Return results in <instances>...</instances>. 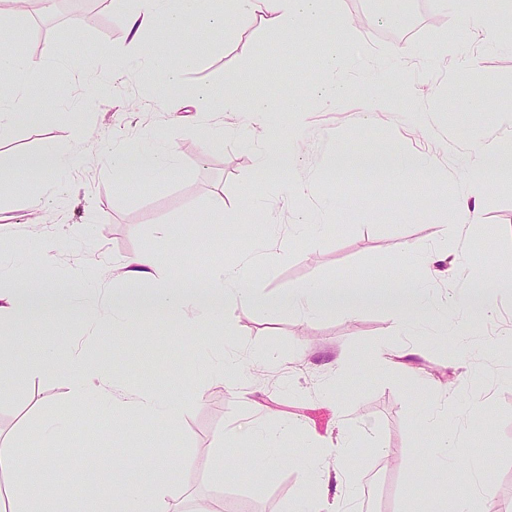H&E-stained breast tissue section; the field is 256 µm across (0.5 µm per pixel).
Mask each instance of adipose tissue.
<instances>
[{"mask_svg":"<svg viewBox=\"0 0 512 512\" xmlns=\"http://www.w3.org/2000/svg\"><path fill=\"white\" fill-rule=\"evenodd\" d=\"M137 7L127 16L130 41L121 46H106L98 62L107 73H118L119 62L130 51H137L146 64L149 78L161 82L168 90L180 85V69L168 67L171 56L181 59L180 68L195 64L194 53L183 42V20L192 15L209 26H223L226 20H234L247 27L256 22L288 20L298 25L306 21L326 17L329 0H136ZM164 22L161 40L146 43L143 31L154 21ZM37 64L20 53L9 49L0 51V78L14 79L15 85L9 96L0 97V138L9 135L15 117L36 113L40 105L34 100L21 75L36 70ZM200 125L207 138H221L224 126L217 117L223 112H236L241 99L232 86L224 89L203 88L198 90ZM142 158L137 166H130L127 152L118 150L112 154L113 178L121 185L130 186L136 176L168 173L173 171L176 159L168 148L147 145L140 149ZM254 260L247 257L234 265L211 267L204 281L184 279L176 270L161 269L153 251L146 250L129 258L124 264V276L130 281H149L153 287L137 300L112 296L101 298L97 307L86 308L88 330L95 331L105 316L116 320H135L142 316H156L181 320L197 340H205L217 321L226 317L229 309L247 308L255 301L251 271ZM361 292L356 288L326 287L308 284L283 292L273 301L277 311H295L305 308L322 312L337 307L344 312L355 308ZM50 297L52 304L46 315L66 317L73 312L76 300L68 290L49 284H41L30 278L14 277L10 289H0V332L10 329L16 315L31 306L34 298ZM375 298L387 299L393 310L396 330H403L415 317L425 316L430 309L429 296L422 288L379 289ZM70 361L74 371L69 378L73 401L99 402L110 419L123 423L129 411L150 417L164 413L169 420H177L189 407V401L163 402L150 394L130 396L120 391L109 368L94 363L87 357L83 346L72 345ZM174 465L168 460L147 463L149 486L115 478L111 470L98 473V480L112 488V512H170L169 501L173 496ZM0 473L9 474L14 483L7 489L11 504L10 512H46V505L53 496L49 485L38 483L31 470L24 465L15 445L0 440Z\"/></svg>","mask_w":512,"mask_h":512,"instance_id":"ef3b65f1","label":"adipose tissue"}]
</instances>
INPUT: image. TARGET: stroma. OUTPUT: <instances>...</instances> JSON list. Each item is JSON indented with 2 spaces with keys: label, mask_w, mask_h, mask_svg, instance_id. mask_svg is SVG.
<instances>
[{
  "label": "stroma",
  "mask_w": 512,
  "mask_h": 512,
  "mask_svg": "<svg viewBox=\"0 0 512 512\" xmlns=\"http://www.w3.org/2000/svg\"><path fill=\"white\" fill-rule=\"evenodd\" d=\"M133 7L134 0H85L77 11L57 0L48 12L35 0L17 26L0 32V47L52 67L48 79L31 86L46 112L17 117L11 135L0 140V165L20 166L51 145L75 154L70 167L43 179L31 194L0 196V268L23 262L85 299L95 285L78 279L77 268L103 270L107 288L133 292L120 278L121 266L162 234L168 244L157 252L159 265L180 266L195 281L242 253L285 247L284 259L253 269L262 301L311 282L407 288L418 283L424 261L438 254L441 275L430 292L436 303L457 302L459 320L474 330L459 338L425 318L398 333L390 310L368 300L350 315L338 309L314 317L280 314L261 303L237 308L228 315L231 337L201 348L175 319L110 323L89 348L126 390L201 398L177 423L160 419L142 432L103 425L97 404L71 402L67 346L85 328L75 318L42 319L37 330H17L14 345L0 348L1 359L19 364L37 358L46 343L60 347L54 367L0 403V436L21 448L39 482L54 485L53 508L76 497L107 507L110 491L92 476L100 466L121 463L120 477L143 482L140 461L178 463L187 456L191 465L176 469V512L201 505L301 512L310 490L300 480V461L311 445L337 443L344 430L355 443L347 466L350 492L359 502L373 487L371 512H408L420 502V486L441 512H483L469 493L476 460L487 467L495 503L512 512V352L498 349L512 337V263L502 260L512 253V183L489 177L479 223L459 231L453 228L458 200L448 194L452 186L467 191L479 147L496 150L498 163L512 164V129L498 123L499 112L512 109V42L497 36L488 0L481 4L486 32L476 37L460 32L452 0H401L396 36L373 22L385 0H333L335 15L354 25L369 52L337 72L347 91L333 107L319 94L315 56H308L307 68L293 64L298 30L259 22L241 31L232 21L214 30L185 18L197 62L182 73L181 96L231 84L245 103H268L276 121L260 128L247 112L226 114L224 122L237 133L220 141L206 139L193 106L161 108L162 88L141 77L137 55L126 59L117 80L96 68L102 46L128 42ZM402 41L415 46L416 57L390 60L389 48ZM471 58L477 62L472 71L463 65ZM102 82L108 85L104 97L89 101L90 88ZM375 95L395 98L394 109L374 110ZM299 103L306 116L298 127L293 110ZM148 138L173 146L175 171L156 174L145 188L120 186L112 176L113 151L136 154ZM263 148L286 154L287 163L257 173ZM401 155L436 159L437 177L426 193L416 188L421 172L389 168ZM444 224L450 230L443 237ZM46 239L55 243L48 258L41 254ZM482 270L501 282L490 289L485 313L467 305ZM460 344L469 351L462 363L448 352ZM411 346L416 354L406 355ZM229 350L244 358L272 350L279 359L231 379L217 368ZM345 365L349 373L340 374ZM450 387L462 409L449 416L447 430L460 442L462 459L439 470L422 454L439 433L416 435L413 424ZM50 412L65 422L52 441L43 434ZM285 419L294 427L280 438L284 462L247 466L261 453L247 427L279 432ZM47 456L60 468L45 467ZM219 463L220 484L210 477Z\"/></svg>",
  "instance_id": "obj_1"
}]
</instances>
